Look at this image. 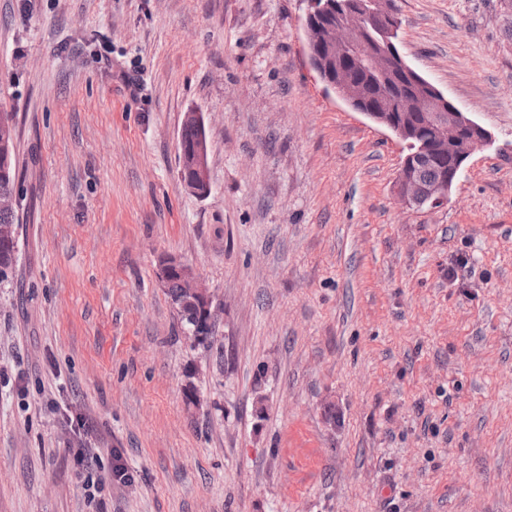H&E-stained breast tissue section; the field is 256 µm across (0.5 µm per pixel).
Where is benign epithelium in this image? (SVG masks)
Listing matches in <instances>:
<instances>
[{"mask_svg":"<svg viewBox=\"0 0 512 512\" xmlns=\"http://www.w3.org/2000/svg\"><path fill=\"white\" fill-rule=\"evenodd\" d=\"M309 64L326 89L350 107L357 108L360 94L348 73L334 68L336 57H351L377 78L383 80L398 66L416 92L401 100L399 112H414L423 118L424 131L413 130L391 112H367L374 123L390 130L401 142L402 158L395 183L398 202L407 209L436 208L448 201L465 163L478 149L494 144L493 134L461 111L448 96L420 75L401 54L399 19L389 0H303ZM209 142L200 135L189 150L185 162L184 185L196 196L211 192L207 166ZM450 156L452 174L433 184L422 182L413 168L418 156L433 151ZM178 274L189 301L211 310L208 288L185 265L176 261L163 264L162 276Z\"/></svg>","mask_w":512,"mask_h":512,"instance_id":"obj_1","label":"benign epithelium"}]
</instances>
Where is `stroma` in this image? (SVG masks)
<instances>
[{
    "instance_id": "obj_1",
    "label": "stroma",
    "mask_w": 512,
    "mask_h": 512,
    "mask_svg": "<svg viewBox=\"0 0 512 512\" xmlns=\"http://www.w3.org/2000/svg\"><path fill=\"white\" fill-rule=\"evenodd\" d=\"M397 5L495 137L419 211L395 136L311 68L302 0H0V512H512V41L500 0ZM168 258L213 297L206 342ZM6 135L5 142L9 150L10 162L7 171H4L0 165V191H12L15 190L16 182V168L14 163L15 154V124L10 125L4 132L0 129V140L3 141V135ZM197 136V129L193 127H184L181 132L180 151H182V148L185 151ZM208 148L209 142L206 135L202 134L197 138L185 159L187 164V174L183 179V183L198 197H206L211 192L207 166ZM18 239H0V281L7 280L17 266ZM174 273L181 277L182 284L179 276ZM169 274L174 275H171L167 279L166 293L177 309L184 328L187 329L189 334L194 336L198 342L202 343L209 336L211 325L207 323V318L202 315L197 306H203L211 315L212 299L210 291L187 266L181 263L166 261L163 264L162 277ZM182 286L185 294L189 297V301L196 305L184 303Z\"/></svg>"
}]
</instances>
